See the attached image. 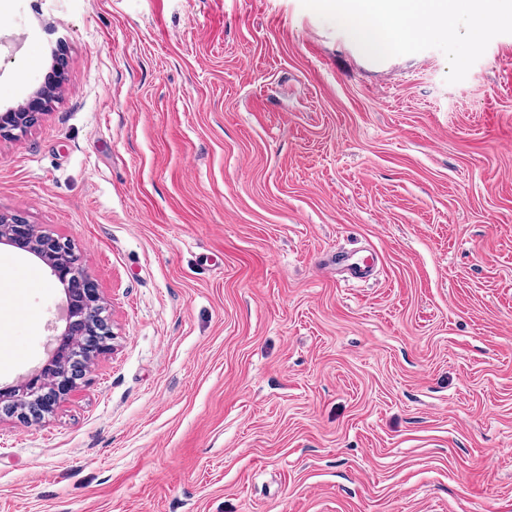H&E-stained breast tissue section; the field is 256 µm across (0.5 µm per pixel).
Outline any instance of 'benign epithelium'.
I'll return each mask as SVG.
<instances>
[{
  "label": "benign epithelium",
  "mask_w": 512,
  "mask_h": 512,
  "mask_svg": "<svg viewBox=\"0 0 512 512\" xmlns=\"http://www.w3.org/2000/svg\"><path fill=\"white\" fill-rule=\"evenodd\" d=\"M64 64L57 60L44 83L30 99L0 114V139L25 134L48 106L62 84ZM0 242L41 259L50 277L64 288L68 315L57 334V347L27 379L0 387V403L10 416L23 421H40L76 385L83 371V348L104 353L110 348L112 332L104 316L99 289L84 269L71 246L58 238L37 232L34 225L17 213H0Z\"/></svg>",
  "instance_id": "benign-epithelium-1"
}]
</instances>
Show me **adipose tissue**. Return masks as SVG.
<instances>
[{"label": "adipose tissue", "mask_w": 512, "mask_h": 512, "mask_svg": "<svg viewBox=\"0 0 512 512\" xmlns=\"http://www.w3.org/2000/svg\"><path fill=\"white\" fill-rule=\"evenodd\" d=\"M330 9L350 36L370 51L384 48L390 39L403 42L429 32H449L446 0H385L372 8L354 0H333Z\"/></svg>", "instance_id": "ef3b65f1"}]
</instances>
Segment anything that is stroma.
I'll list each match as a JSON object with an SVG mask.
<instances>
[{
	"mask_svg": "<svg viewBox=\"0 0 512 512\" xmlns=\"http://www.w3.org/2000/svg\"><path fill=\"white\" fill-rule=\"evenodd\" d=\"M448 9L374 57L322 0H0V113L67 59L0 212L70 242L114 333L0 419V512H512V0L476 48ZM0 271L11 384L64 292Z\"/></svg>",
	"mask_w": 512,
	"mask_h": 512,
	"instance_id": "stroma-1",
	"label": "stroma"
}]
</instances>
